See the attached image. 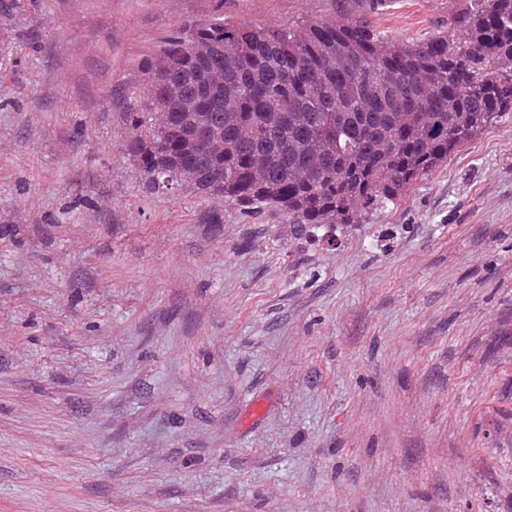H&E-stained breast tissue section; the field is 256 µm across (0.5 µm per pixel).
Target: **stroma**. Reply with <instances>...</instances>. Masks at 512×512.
Here are the masks:
<instances>
[{
    "instance_id": "obj_1",
    "label": "stroma",
    "mask_w": 512,
    "mask_h": 512,
    "mask_svg": "<svg viewBox=\"0 0 512 512\" xmlns=\"http://www.w3.org/2000/svg\"><path fill=\"white\" fill-rule=\"evenodd\" d=\"M330 8L0 0V512H512V111L331 243L124 149L170 34Z\"/></svg>"
}]
</instances>
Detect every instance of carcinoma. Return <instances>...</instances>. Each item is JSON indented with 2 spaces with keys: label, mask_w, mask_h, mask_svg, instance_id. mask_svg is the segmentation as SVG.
Listing matches in <instances>:
<instances>
[{
  "label": "carcinoma",
  "mask_w": 512,
  "mask_h": 512,
  "mask_svg": "<svg viewBox=\"0 0 512 512\" xmlns=\"http://www.w3.org/2000/svg\"><path fill=\"white\" fill-rule=\"evenodd\" d=\"M283 27L217 18L170 35L161 77L145 62L165 124L126 141L145 186L189 187L250 217L278 214L312 235L358 224L512 111V0H464L448 28L399 41L373 18L394 0H332ZM208 47L205 56L181 49ZM179 97H168L169 86ZM126 122L143 116L116 96ZM196 179L186 182L183 171Z\"/></svg>",
  "instance_id": "1"
}]
</instances>
